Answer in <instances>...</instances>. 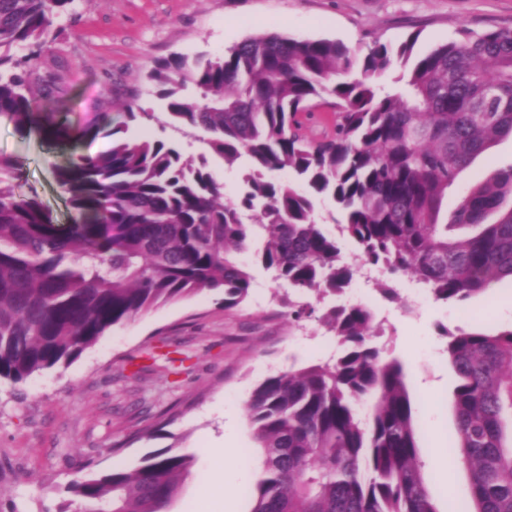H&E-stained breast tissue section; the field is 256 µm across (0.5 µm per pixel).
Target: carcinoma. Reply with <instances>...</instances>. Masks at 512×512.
<instances>
[{
	"mask_svg": "<svg viewBox=\"0 0 512 512\" xmlns=\"http://www.w3.org/2000/svg\"><path fill=\"white\" fill-rule=\"evenodd\" d=\"M75 0H0V118L74 146L65 112L46 111L62 88L33 65ZM415 41L356 54L336 40L271 33L224 55H174L149 75L164 119L125 105L124 120L96 114L110 141L56 168L76 214L67 229L15 192L22 167L0 155V381L16 387L70 362L111 327L160 302L224 292V309L249 295L236 260L265 237L257 261L299 294L342 293L360 265L406 276L436 300L463 302L512 282V164L475 185L450 218L448 187L497 141L512 137V27L456 37L415 58ZM27 54L16 58L12 49ZM401 74L393 85L382 78ZM195 95L183 94L186 84ZM331 132L306 133L316 112ZM142 119L184 135L208 134L227 165L249 160L244 191L223 199L207 163L179 144L128 134ZM288 170L299 190L269 177ZM329 198L341 243L315 219ZM317 318L341 347L331 363L272 375L246 403L264 455L248 512H440L418 461L417 423L401 363L375 342L372 312L335 305ZM457 376L455 418L470 500L460 512H512V328L462 331L447 342ZM194 456L165 448L127 470L90 472L67 488L59 512H169Z\"/></svg>",
	"mask_w": 512,
	"mask_h": 512,
	"instance_id": "carcinoma-1",
	"label": "carcinoma"
}]
</instances>
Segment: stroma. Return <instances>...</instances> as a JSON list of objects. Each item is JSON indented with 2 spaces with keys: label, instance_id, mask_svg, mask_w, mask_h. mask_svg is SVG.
<instances>
[{
  "label": "stroma",
  "instance_id": "1",
  "mask_svg": "<svg viewBox=\"0 0 512 512\" xmlns=\"http://www.w3.org/2000/svg\"><path fill=\"white\" fill-rule=\"evenodd\" d=\"M462 26H512V0H75L35 74L64 86L52 106L83 129L98 112L121 121L132 101L164 112L147 75L175 54L218 56L246 38L279 33L333 39L354 53L376 41L395 48L411 38L421 56ZM0 155L24 163L17 194L38 198L66 227L73 212L53 169L68 152L39 134L20 136L2 118ZM511 162L507 137L459 175L448 210ZM262 246L253 238L239 256L253 277L239 306L225 309L223 295L203 291L112 327L80 357L32 375L19 389L0 383V512H57L67 486L89 466L132 469L147 453L170 447L195 455L171 512H247L242 492L263 469L245 408L251 392L269 376L336 357L327 326L289 317V289L255 258ZM379 286L353 279L344 298L371 309L387 356L404 367L427 486L447 512L469 498L470 487L466 469L447 459L456 431L455 375L438 328L494 334L512 327V282L460 304L415 294L406 280L390 301ZM168 343L187 355L178 373L146 370L148 351ZM225 438L224 454H201L206 440Z\"/></svg>",
  "mask_w": 512,
  "mask_h": 512
}]
</instances>
